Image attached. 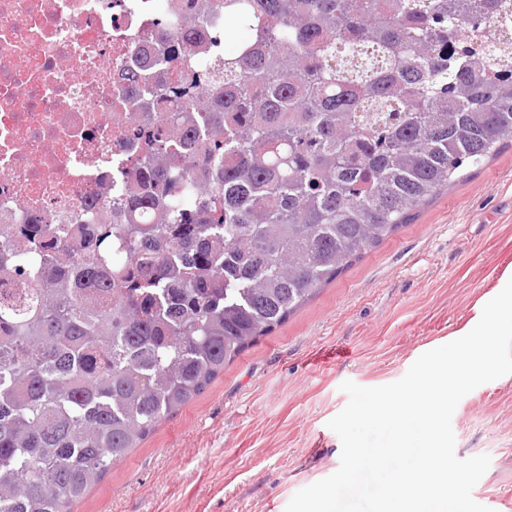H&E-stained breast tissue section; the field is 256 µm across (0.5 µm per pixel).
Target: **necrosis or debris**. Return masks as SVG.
<instances>
[{
    "label": "necrosis or debris",
    "instance_id": "obj_1",
    "mask_svg": "<svg viewBox=\"0 0 512 512\" xmlns=\"http://www.w3.org/2000/svg\"><path fill=\"white\" fill-rule=\"evenodd\" d=\"M194 0H0V224L90 223L159 130L119 102Z\"/></svg>",
    "mask_w": 512,
    "mask_h": 512
}]
</instances>
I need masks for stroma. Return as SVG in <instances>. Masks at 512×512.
Returning <instances> with one entry per match:
<instances>
[{
  "label": "stroma",
  "mask_w": 512,
  "mask_h": 512,
  "mask_svg": "<svg viewBox=\"0 0 512 512\" xmlns=\"http://www.w3.org/2000/svg\"><path fill=\"white\" fill-rule=\"evenodd\" d=\"M510 269L512 147L226 364L72 512H285L340 465L328 423L348 402L341 384L402 378L470 331ZM452 428L459 458H491L474 500L512 497V374L467 394Z\"/></svg>",
  "instance_id": "1"
}]
</instances>
